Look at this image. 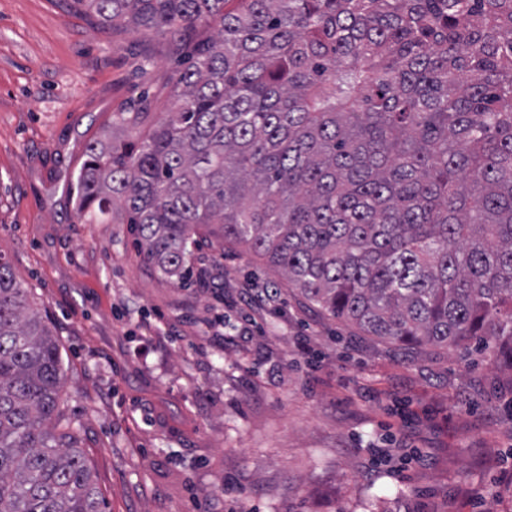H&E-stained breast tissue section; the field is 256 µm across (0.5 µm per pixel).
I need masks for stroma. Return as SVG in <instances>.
<instances>
[{"label": "stroma", "mask_w": 512, "mask_h": 512, "mask_svg": "<svg viewBox=\"0 0 512 512\" xmlns=\"http://www.w3.org/2000/svg\"><path fill=\"white\" fill-rule=\"evenodd\" d=\"M177 59L77 0H0V253L58 335L103 512H512L495 342L398 347L209 240L183 286L81 218L87 143L140 99L159 119Z\"/></svg>", "instance_id": "35a3bbf8"}]
</instances>
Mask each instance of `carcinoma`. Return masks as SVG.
I'll list each match as a JSON object with an SVG mask.
<instances>
[{
	"label": "carcinoma",
	"mask_w": 512,
	"mask_h": 512,
	"mask_svg": "<svg viewBox=\"0 0 512 512\" xmlns=\"http://www.w3.org/2000/svg\"><path fill=\"white\" fill-rule=\"evenodd\" d=\"M76 2L190 54L162 120L88 144L87 220L119 214L181 283L213 237L369 336H488L512 369V0ZM63 388L0 254V512H101Z\"/></svg>",
	"instance_id": "1"
}]
</instances>
